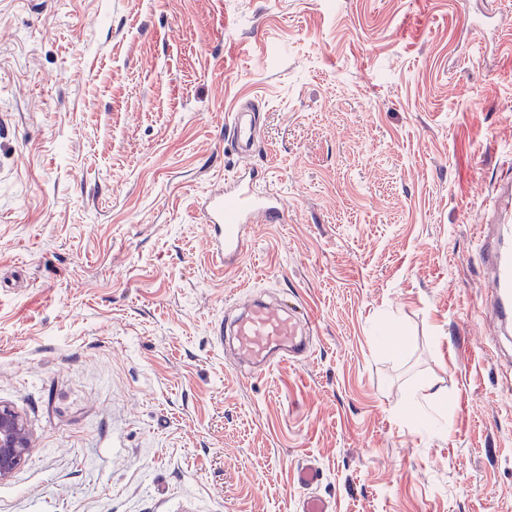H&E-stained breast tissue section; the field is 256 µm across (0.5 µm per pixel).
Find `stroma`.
<instances>
[{
    "mask_svg": "<svg viewBox=\"0 0 512 512\" xmlns=\"http://www.w3.org/2000/svg\"><path fill=\"white\" fill-rule=\"evenodd\" d=\"M246 165L288 216L227 269L198 201ZM509 182L512 0H0V402L34 440L0 512H297L304 463L334 512H512L477 261ZM252 294L314 313L308 358L225 351ZM231 114V120L225 126V136L241 156H250L261 142V127L256 120V111L249 101H244Z\"/></svg>",
    "mask_w": 512,
    "mask_h": 512,
    "instance_id": "stroma-1",
    "label": "stroma"
}]
</instances>
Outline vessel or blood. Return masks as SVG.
Wrapping results in <instances>:
<instances>
[{
    "mask_svg": "<svg viewBox=\"0 0 512 512\" xmlns=\"http://www.w3.org/2000/svg\"><path fill=\"white\" fill-rule=\"evenodd\" d=\"M225 135L243 156L252 155L260 142L261 128L250 102H242L225 126ZM200 211L212 233L208 239L212 257L224 265H234L244 254L250 229L255 224H280L286 205L275 193L263 190L252 168H244L225 186L202 197ZM478 261L488 276L486 305L499 330L512 329V227L490 230L479 249ZM311 312L253 302L230 328L237 358L256 373H264L282 361L308 356L313 346ZM321 479L317 467L298 468L297 486L302 492L298 512H331L329 503L309 490Z\"/></svg>",
    "mask_w": 512,
    "mask_h": 512,
    "instance_id": "vessel-or-blood-1",
    "label": "vessel or blood"
}]
</instances>
